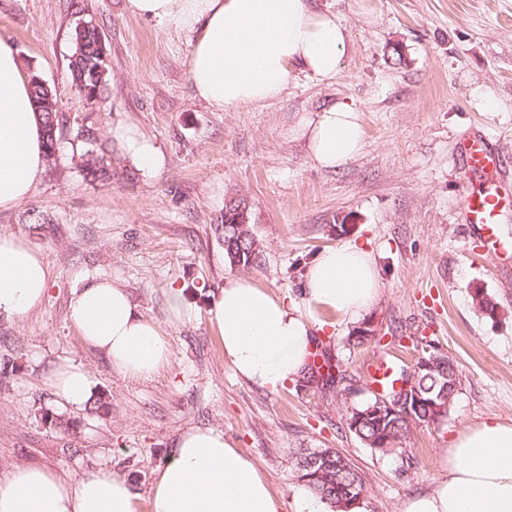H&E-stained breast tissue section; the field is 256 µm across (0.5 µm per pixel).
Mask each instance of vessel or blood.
Segmentation results:
<instances>
[{
    "mask_svg": "<svg viewBox=\"0 0 512 512\" xmlns=\"http://www.w3.org/2000/svg\"><path fill=\"white\" fill-rule=\"evenodd\" d=\"M458 155L467 174L478 177L480 189H464L460 206L470 234L480 239L494 265L512 258V245L502 240L499 222L502 213L512 208V176L496 146L485 136L474 135L459 142ZM396 373L393 361L376 357L366 368L369 385L383 390Z\"/></svg>",
    "mask_w": 512,
    "mask_h": 512,
    "instance_id": "vessel-or-blood-1",
    "label": "vessel or blood"
}]
</instances>
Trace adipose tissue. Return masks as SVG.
<instances>
[{"instance_id":"adipose-tissue-1","label":"adipose tissue","mask_w":512,"mask_h":512,"mask_svg":"<svg viewBox=\"0 0 512 512\" xmlns=\"http://www.w3.org/2000/svg\"><path fill=\"white\" fill-rule=\"evenodd\" d=\"M130 13L157 19L193 36L189 77L195 95L225 109L277 98L293 69L335 78L349 33L330 10L312 0H126ZM299 133L312 163L333 170L365 145L361 114L335 102L303 119ZM110 135L142 172L160 169L154 143L129 124ZM46 166L42 119L15 47L0 40V210L26 201ZM52 273L20 238L0 235V317L20 318L39 307ZM305 309L246 276L226 278L208 310L237 376L270 392L294 381L306 366L324 314L358 321L378 301L381 282L371 251L347 241L323 249L307 274ZM69 316L85 344L131 380L154 378L168 364L170 342L140 313L127 288L87 277L75 289ZM51 387L62 405L81 408L95 382L81 365L59 366ZM446 473L411 494L401 512H512V421L491 417L459 433L444 462ZM151 512H331L306 488L284 503L254 461L212 427H189L171 441L150 488ZM0 512H138L129 481L100 467L71 477L20 465L0 477Z\"/></svg>"}]
</instances>
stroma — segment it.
Here are the masks:
<instances>
[{
    "mask_svg": "<svg viewBox=\"0 0 512 512\" xmlns=\"http://www.w3.org/2000/svg\"><path fill=\"white\" fill-rule=\"evenodd\" d=\"M350 34L343 65L326 82L300 70L280 96L216 110L189 78L191 34L131 14L125 0H0V39L38 74L71 125L93 127L112 153V177L85 179L84 143L63 140L28 200L0 210V234L23 239L53 277L40 308L0 317V475L39 464L70 476L107 467L127 477L150 512L149 490L173 436L214 427L249 455L271 489L291 500V451L332 448L364 476L359 512H400L412 493L442 476L454 437L490 417L512 420V263L495 267L464 231L457 143L489 138L512 165V0H314ZM95 20L105 34V101L80 96L68 76L72 36ZM338 100L362 114L361 155L334 169L310 161L295 130L302 117ZM132 124L158 145L154 174L115 150L110 129ZM246 198L263 247L247 275L303 302L308 267L344 241L372 252L383 291L364 314L377 337L347 342L343 323L317 336L347 365L349 389L293 382L271 393L241 380L224 360L208 302L239 270L214 221L229 196ZM349 223L338 234L339 223ZM104 276L127 288L171 343L166 368L134 381L87 346L69 318L76 283ZM183 290L196 312L169 320L166 291ZM497 303L490 319L471 291ZM456 360L459 387L445 421L413 428L405 452L381 454L345 426L368 398L365 367L377 355L411 366L424 345ZM73 361L88 369L103 401L75 411L57 404L50 378ZM69 420V432L49 417Z\"/></svg>",
    "mask_w": 512,
    "mask_h": 512,
    "instance_id": "stroma-1",
    "label": "stroma"
}]
</instances>
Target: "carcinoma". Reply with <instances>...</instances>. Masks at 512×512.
<instances>
[{"label": "carcinoma", "instance_id": "obj_1", "mask_svg": "<svg viewBox=\"0 0 512 512\" xmlns=\"http://www.w3.org/2000/svg\"><path fill=\"white\" fill-rule=\"evenodd\" d=\"M74 52L68 70L72 85L89 100L103 99L106 82L94 78V70L102 50L106 49L104 34L91 20L89 26L75 29ZM35 111L43 119L46 137V158L54 159L58 146L65 137L64 129L49 127V113L58 111L51 90L35 82L30 83ZM111 164L103 154L89 151L82 155V170L90 181L110 177ZM218 238L225 244L229 263L243 269H252L262 263V250L249 224L235 223V214L224 208L215 224ZM472 304L483 315L493 319L498 314L497 304L481 288L473 289ZM426 358H436L433 371L401 369L382 393H375L365 401L348 409L346 427L363 445L381 454L393 453L407 439L412 428L421 424L437 425L448 417L458 392L459 375L454 360L438 349L422 350ZM326 374L307 364L303 375L307 379L322 380L331 386H340L348 380L347 369L341 362L331 363L324 356ZM423 399L416 400L415 393ZM296 481L326 500L332 512H350L357 495L366 492L362 473L347 457L333 448H295L292 451Z\"/></svg>", "mask_w": 512, "mask_h": 512}]
</instances>
